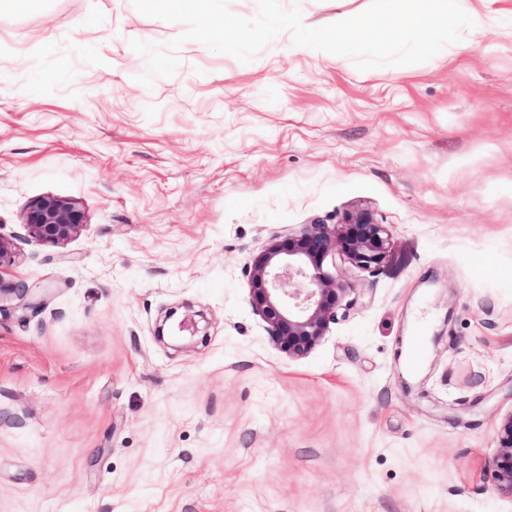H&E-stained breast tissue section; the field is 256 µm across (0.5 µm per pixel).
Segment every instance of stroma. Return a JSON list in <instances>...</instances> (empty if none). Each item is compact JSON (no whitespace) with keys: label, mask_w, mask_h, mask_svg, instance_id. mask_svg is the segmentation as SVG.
<instances>
[{"label":"stroma","mask_w":512,"mask_h":512,"mask_svg":"<svg viewBox=\"0 0 512 512\" xmlns=\"http://www.w3.org/2000/svg\"><path fill=\"white\" fill-rule=\"evenodd\" d=\"M371 0H281L323 26ZM132 0H0V512H512V32L359 71L275 39L247 64ZM80 201L53 246L27 203ZM369 211L390 248L291 359L249 302L283 230ZM177 308L187 347L153 335ZM205 312L206 335L192 331ZM499 453L492 478L499 491L512 496V415L507 417L498 432Z\"/></svg>","instance_id":"stroma-1"}]
</instances>
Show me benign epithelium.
Here are the masks:
<instances>
[{
  "mask_svg": "<svg viewBox=\"0 0 512 512\" xmlns=\"http://www.w3.org/2000/svg\"><path fill=\"white\" fill-rule=\"evenodd\" d=\"M30 237L62 245L86 223L80 202L53 195L32 200L22 215ZM389 231L365 210L345 216L339 224L316 219L285 238L271 240L249 262V295L253 312L267 325L273 344L292 359L307 357L323 341L336 310L348 306L349 288L332 269L349 263L362 270L380 266L387 257ZM17 294L20 307L35 310L29 289L22 283L0 280V292ZM169 311L154 336L171 349L182 348L183 339L170 334ZM499 453L492 478L497 489L512 496V414L498 432Z\"/></svg>",
  "mask_w": 512,
  "mask_h": 512,
  "instance_id": "7a95c632",
  "label": "benign epithelium"
}]
</instances>
